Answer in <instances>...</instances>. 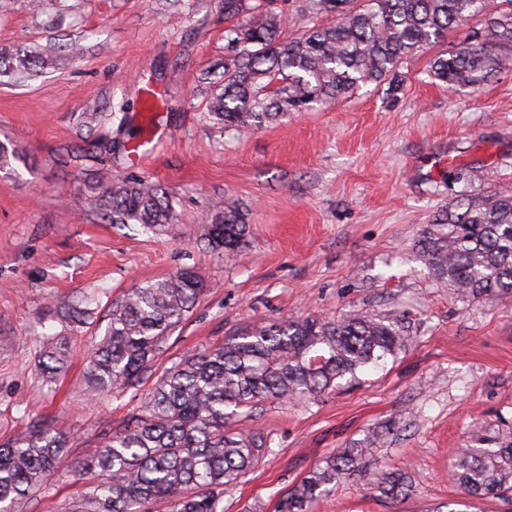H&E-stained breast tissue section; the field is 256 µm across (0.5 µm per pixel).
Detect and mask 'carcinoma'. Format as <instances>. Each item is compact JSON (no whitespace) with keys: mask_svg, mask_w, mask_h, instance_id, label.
Listing matches in <instances>:
<instances>
[{"mask_svg":"<svg viewBox=\"0 0 512 512\" xmlns=\"http://www.w3.org/2000/svg\"><path fill=\"white\" fill-rule=\"evenodd\" d=\"M487 0H309L306 8L334 13L326 25L286 37V22L249 0H224V15L248 18L227 30L233 51L224 58V84L209 105L219 124L259 130L314 104L345 99L367 84L398 88L396 72L419 49L433 46L475 18L462 40L435 56L431 72L450 86L479 88L512 71V0L486 10ZM104 218L133 220L148 229L170 227L165 191L141 180L100 173L88 185ZM247 236L237 212L220 211L207 245L231 257ZM434 278L460 298L512 294V192L476 202L460 198L418 241ZM192 270L145 280L113 307L104 334L84 368L88 390L134 389L152 375L172 331L203 292ZM402 346L396 323L353 314L252 324L224 342L183 356L154 383L140 412L104 435L96 454L76 464L68 436L38 423L0 444V512L35 493L58 469L97 481L65 512H224V487L238 482L264 455L260 432L234 429L238 418L264 402H306L365 368L395 356ZM67 346L49 336L42 371L53 379ZM379 435L338 450L316 466L279 503L278 512H314L345 476H366L370 445ZM473 500L512 496V437L473 432L448 473ZM370 485L391 499L408 495L407 473Z\"/></svg>","mask_w":512,"mask_h":512,"instance_id":"1","label":"carcinoma"}]
</instances>
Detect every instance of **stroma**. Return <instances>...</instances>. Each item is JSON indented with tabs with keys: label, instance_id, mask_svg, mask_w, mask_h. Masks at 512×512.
<instances>
[{
	"label": "stroma",
	"instance_id": "obj_1",
	"mask_svg": "<svg viewBox=\"0 0 512 512\" xmlns=\"http://www.w3.org/2000/svg\"><path fill=\"white\" fill-rule=\"evenodd\" d=\"M8 2L0 55L35 50L49 65L0 77V144L23 151L0 168V442L48 421L71 434L73 460L90 459L147 393L86 389L84 363L113 303L144 279L191 269L204 291L154 375L267 319L362 312L392 318L404 338L358 383L241 420L267 451L225 490L224 512H275L326 456L375 433L373 468L408 472L410 495L379 497L355 475L316 512H512L466 499L448 479L473 429L512 436V296L458 298L417 249L457 197L512 190V72L451 88L431 77L429 46L401 65L396 92L369 84L243 133L207 110L224 82V0ZM100 168L164 187L176 234L104 221L88 192ZM219 207L248 227L230 258L204 244ZM80 301L90 316L76 327L65 310ZM48 334L69 343L50 383L38 369ZM85 489L62 472L15 512H61Z\"/></svg>",
	"mask_w": 512,
	"mask_h": 512
}]
</instances>
